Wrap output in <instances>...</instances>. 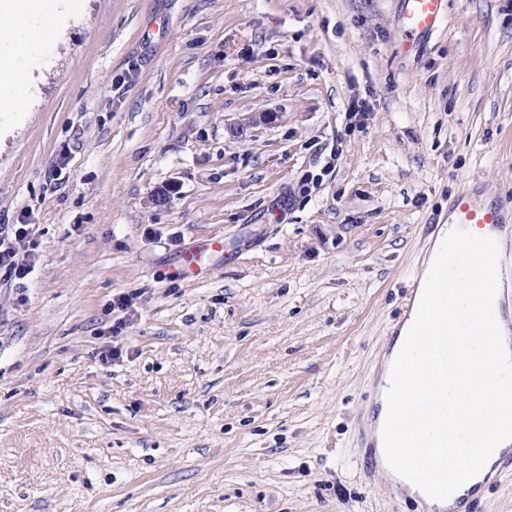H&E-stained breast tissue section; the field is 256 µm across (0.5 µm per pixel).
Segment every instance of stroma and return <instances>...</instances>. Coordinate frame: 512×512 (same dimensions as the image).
<instances>
[{"instance_id": "1", "label": "stroma", "mask_w": 512, "mask_h": 512, "mask_svg": "<svg viewBox=\"0 0 512 512\" xmlns=\"http://www.w3.org/2000/svg\"><path fill=\"white\" fill-rule=\"evenodd\" d=\"M400 9L79 0L31 60L0 112V224L38 244L0 273V512H419L355 426L421 225L464 185L512 202V0H446L410 53ZM372 107L362 98H353L349 103L347 112H345V134L361 126L368 120Z\"/></svg>"}]
</instances>
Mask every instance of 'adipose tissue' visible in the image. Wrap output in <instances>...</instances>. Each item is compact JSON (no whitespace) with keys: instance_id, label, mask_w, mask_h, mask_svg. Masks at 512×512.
<instances>
[{"instance_id":"ef3b65f1","label":"adipose tissue","mask_w":512,"mask_h":512,"mask_svg":"<svg viewBox=\"0 0 512 512\" xmlns=\"http://www.w3.org/2000/svg\"><path fill=\"white\" fill-rule=\"evenodd\" d=\"M75 0H0V111L17 108L28 88L27 60L56 42Z\"/></svg>"}]
</instances>
